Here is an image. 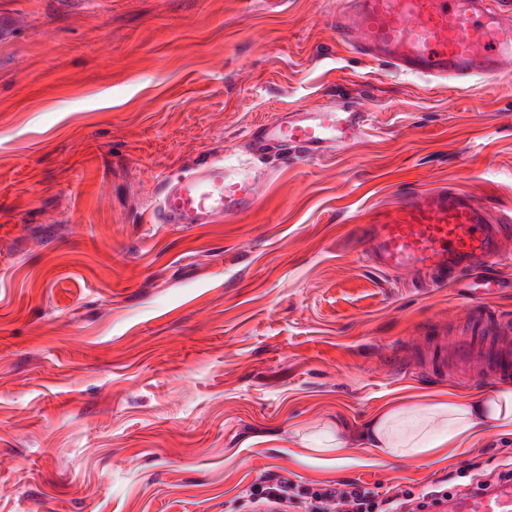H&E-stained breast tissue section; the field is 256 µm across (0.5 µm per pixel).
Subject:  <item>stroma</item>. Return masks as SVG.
I'll use <instances>...</instances> for the list:
<instances>
[{"label": "stroma", "mask_w": 512, "mask_h": 512, "mask_svg": "<svg viewBox=\"0 0 512 512\" xmlns=\"http://www.w3.org/2000/svg\"><path fill=\"white\" fill-rule=\"evenodd\" d=\"M336 0H0V512H254L267 481L451 492L512 461L489 429L387 462L382 408L490 383L425 369L416 336L512 317L360 257L350 218L453 184L512 215V71L463 89L337 37ZM349 93L368 135L270 162L231 223L156 224L161 181L246 130ZM349 449L320 455L326 429ZM308 442H301V435Z\"/></svg>", "instance_id": "1"}]
</instances>
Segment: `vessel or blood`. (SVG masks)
Instances as JSON below:
<instances>
[{
    "mask_svg": "<svg viewBox=\"0 0 512 512\" xmlns=\"http://www.w3.org/2000/svg\"><path fill=\"white\" fill-rule=\"evenodd\" d=\"M337 35L356 53L379 60L409 78L486 81L512 61V0H340ZM370 114L348 101L282 110L246 133V158H207L171 173L155 205L159 224L230 222L256 209L280 152L321 160L365 136ZM362 253L370 266L412 279L435 277L470 301L493 298L505 282L493 267L503 259L501 240L512 218L490 219L461 188H411L390 204L359 214ZM482 343L471 337L438 342L434 376L456 366L459 374L512 378V320ZM439 512H512V482L471 487L440 502Z\"/></svg>",
    "mask_w": 512,
    "mask_h": 512,
    "instance_id": "obj_1",
    "label": "vessel or blood"
}]
</instances>
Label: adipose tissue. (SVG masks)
Returning <instances> with one entry per match:
<instances>
[{
    "mask_svg": "<svg viewBox=\"0 0 512 512\" xmlns=\"http://www.w3.org/2000/svg\"><path fill=\"white\" fill-rule=\"evenodd\" d=\"M489 427L512 435V385L479 397L451 391L386 407L374 416L365 438L384 459L431 463L443 449L463 447Z\"/></svg>",
    "mask_w": 512,
    "mask_h": 512,
    "instance_id": "1",
    "label": "adipose tissue"
}]
</instances>
